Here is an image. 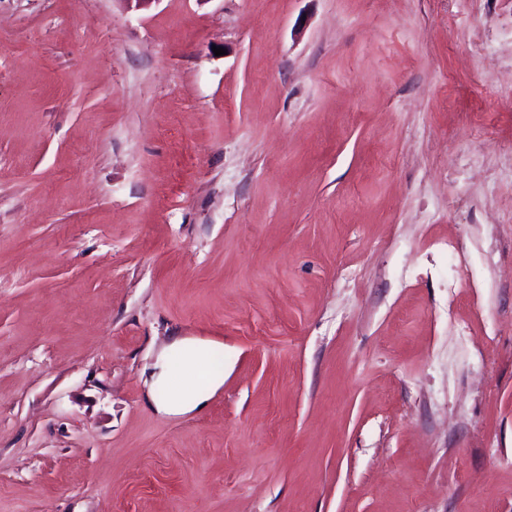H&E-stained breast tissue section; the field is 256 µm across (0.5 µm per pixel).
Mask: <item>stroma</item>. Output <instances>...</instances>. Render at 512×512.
Here are the masks:
<instances>
[{
    "mask_svg": "<svg viewBox=\"0 0 512 512\" xmlns=\"http://www.w3.org/2000/svg\"><path fill=\"white\" fill-rule=\"evenodd\" d=\"M0 512H512V0H0ZM218 342L201 336L175 337L156 357L145 381L156 413L180 417L202 409L224 386V360L213 362ZM178 374L181 379L174 382Z\"/></svg>",
    "mask_w": 512,
    "mask_h": 512,
    "instance_id": "1",
    "label": "stroma"
}]
</instances>
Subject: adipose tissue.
Here are the masks:
<instances>
[{"instance_id":"adipose-tissue-1","label":"adipose tissue","mask_w":512,"mask_h":512,"mask_svg":"<svg viewBox=\"0 0 512 512\" xmlns=\"http://www.w3.org/2000/svg\"><path fill=\"white\" fill-rule=\"evenodd\" d=\"M216 342L201 336L174 338L157 356L146 380L156 413L180 417L202 409L224 384V365L214 362Z\"/></svg>"}]
</instances>
